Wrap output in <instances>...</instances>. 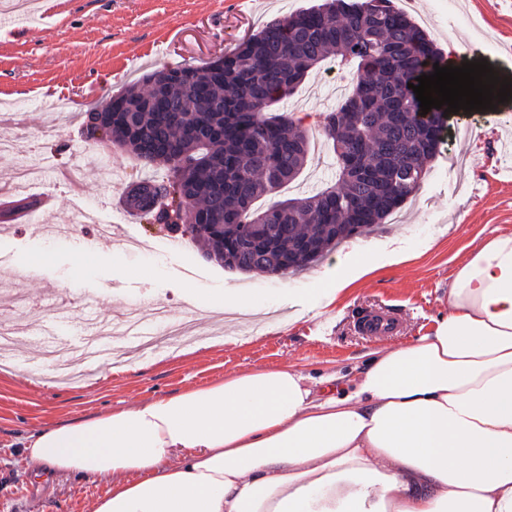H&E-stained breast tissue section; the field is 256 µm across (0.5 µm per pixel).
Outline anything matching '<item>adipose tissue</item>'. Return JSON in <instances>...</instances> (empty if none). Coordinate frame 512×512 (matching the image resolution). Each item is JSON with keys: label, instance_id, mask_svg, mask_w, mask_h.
<instances>
[{"label": "adipose tissue", "instance_id": "1", "mask_svg": "<svg viewBox=\"0 0 512 512\" xmlns=\"http://www.w3.org/2000/svg\"><path fill=\"white\" fill-rule=\"evenodd\" d=\"M405 259L358 252L304 314ZM336 381L241 371L45 428L22 454L41 483L108 479L93 512H512V234L459 265L425 332Z\"/></svg>", "mask_w": 512, "mask_h": 512}]
</instances>
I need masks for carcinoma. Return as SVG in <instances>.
I'll list each match as a JSON object with an SVG mask.
<instances>
[{
  "label": "carcinoma",
  "instance_id": "1",
  "mask_svg": "<svg viewBox=\"0 0 512 512\" xmlns=\"http://www.w3.org/2000/svg\"><path fill=\"white\" fill-rule=\"evenodd\" d=\"M330 57L359 73L323 123L337 181L256 211L254 201L294 181L308 157L305 131L268 112ZM441 62L391 0H324L243 38L221 64L180 65L184 79L167 67L150 72L112 97L111 137L86 126L82 134L165 168V179L143 180L147 193L127 209L190 235L228 269L284 277L370 231L419 190L447 117L433 108L423 123L408 84ZM266 224L277 229L271 238L259 230Z\"/></svg>",
  "mask_w": 512,
  "mask_h": 512
}]
</instances>
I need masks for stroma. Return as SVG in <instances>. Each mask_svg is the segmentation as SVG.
Masks as SVG:
<instances>
[{
    "instance_id": "obj_1",
    "label": "stroma",
    "mask_w": 512,
    "mask_h": 512,
    "mask_svg": "<svg viewBox=\"0 0 512 512\" xmlns=\"http://www.w3.org/2000/svg\"><path fill=\"white\" fill-rule=\"evenodd\" d=\"M319 0H48L24 24L8 19L0 0V102L12 109L0 137L14 142L0 159V187L18 170L34 181L29 195L54 197L36 209L31 223L69 228V236L35 239L24 227L0 229V315L20 332L8 359L0 360V512H93L108 480L72 476L38 485L20 453L22 441L45 427L173 395L250 368L289 365L317 377L350 375L373 351L410 342L433 318L448 310V290L460 263L484 241L512 233V157L501 150L512 138V122H491L483 112L455 114L454 137L445 139L429 163V174L403 208L374 231L342 241L310 268L286 278L232 271L206 256L189 239L171 248L169 238L146 219L129 213L127 187L159 178L161 166L144 165L112 148L84 139L87 110L102 97L122 93L155 69L200 65L230 51L267 23L282 20ZM437 46L457 40L481 48L493 71L512 68V0H414L404 4ZM357 72L329 61L310 71L280 114L313 121L304 130L310 154L300 178L283 197H301L335 183L336 161L322 135L327 112L341 102L337 85L351 87ZM485 135L473 136L474 128ZM83 162V190L74 192L61 170ZM121 231L124 247L98 235L96 226ZM399 240L409 254L399 265L356 282L336 303L335 317L288 323L290 308L336 261H349L355 248L381 253ZM197 289L198 300L179 296ZM228 288H246L268 304L257 316L258 332L221 312H204L201 299ZM385 308L400 316L398 334L369 340L354 322L363 311ZM146 315L150 333L164 323L192 319L193 352L157 341L148 351L129 345L111 368L87 364L61 381L41 354L51 341H77L94 327L112 324L107 342H122L124 311ZM39 368L32 379L31 368Z\"/></svg>"
}]
</instances>
